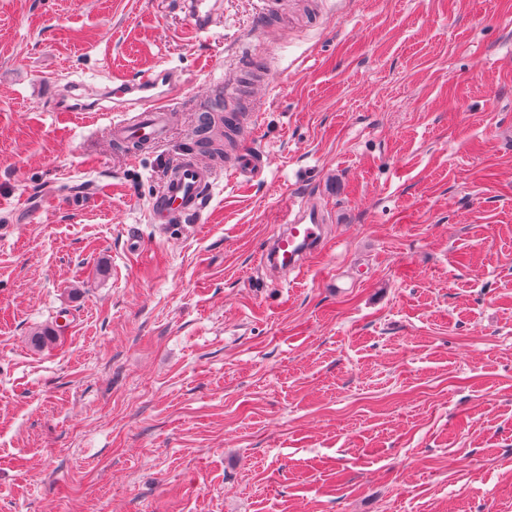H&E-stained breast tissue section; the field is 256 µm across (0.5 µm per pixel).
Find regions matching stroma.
Instances as JSON below:
<instances>
[{"mask_svg":"<svg viewBox=\"0 0 512 512\" xmlns=\"http://www.w3.org/2000/svg\"><path fill=\"white\" fill-rule=\"evenodd\" d=\"M189 22L0 0V512H512V0ZM163 68L179 121L130 157L105 90ZM210 72L269 168L150 223ZM291 195L331 218L297 283L258 261Z\"/></svg>","mask_w":512,"mask_h":512,"instance_id":"35a3bbf8","label":"stroma"}]
</instances>
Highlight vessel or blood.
<instances>
[{
    "mask_svg": "<svg viewBox=\"0 0 512 512\" xmlns=\"http://www.w3.org/2000/svg\"><path fill=\"white\" fill-rule=\"evenodd\" d=\"M186 6L194 36L210 29L220 9L218 0H186ZM183 87V81L168 70L138 80L113 77V109L118 113L110 128L114 145L136 156L162 142L174 120L168 103ZM266 165L259 151L230 154L220 170L190 155L178 157L152 199L150 221L167 224L176 217L200 216L212 201L218 171L251 181L262 176ZM278 222L279 230L261 253L260 261L268 268L302 279L310 258L322 255L328 245L323 216L291 196L281 205Z\"/></svg>",
    "mask_w": 512,
    "mask_h": 512,
    "instance_id": "1",
    "label": "vessel or blood"
}]
</instances>
